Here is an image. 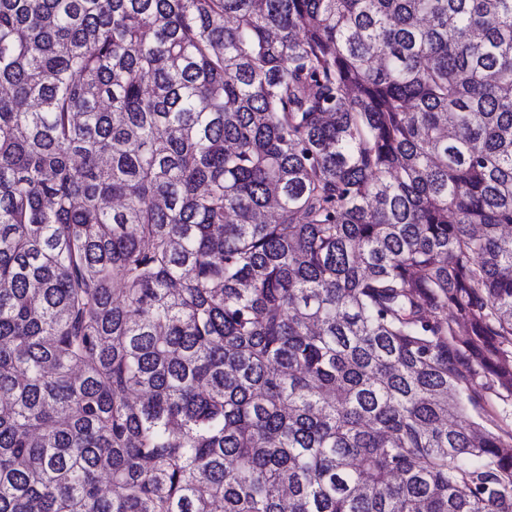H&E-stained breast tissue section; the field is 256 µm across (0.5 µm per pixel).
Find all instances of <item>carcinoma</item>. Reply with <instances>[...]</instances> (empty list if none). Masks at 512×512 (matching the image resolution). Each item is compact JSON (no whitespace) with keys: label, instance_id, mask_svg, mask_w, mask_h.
<instances>
[{"label":"carcinoma","instance_id":"carcinoma-1","mask_svg":"<svg viewBox=\"0 0 512 512\" xmlns=\"http://www.w3.org/2000/svg\"><path fill=\"white\" fill-rule=\"evenodd\" d=\"M491 397L512 0H0V512H512Z\"/></svg>","mask_w":512,"mask_h":512}]
</instances>
